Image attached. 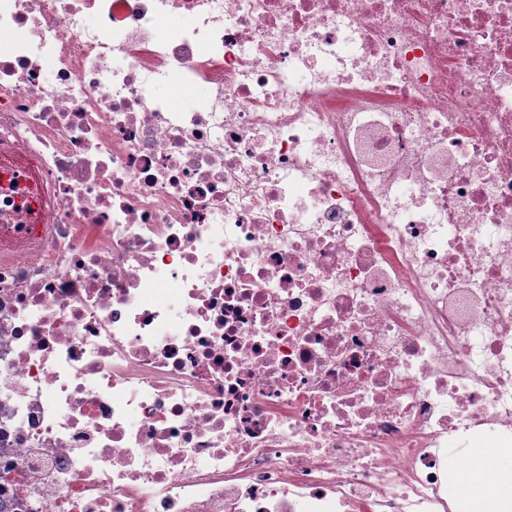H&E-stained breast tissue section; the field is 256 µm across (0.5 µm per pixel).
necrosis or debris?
<instances>
[{
  "instance_id": "obj_1",
  "label": "necrosis or debris",
  "mask_w": 512,
  "mask_h": 512,
  "mask_svg": "<svg viewBox=\"0 0 512 512\" xmlns=\"http://www.w3.org/2000/svg\"><path fill=\"white\" fill-rule=\"evenodd\" d=\"M471 441L512 449V0H0L11 512H451Z\"/></svg>"
}]
</instances>
